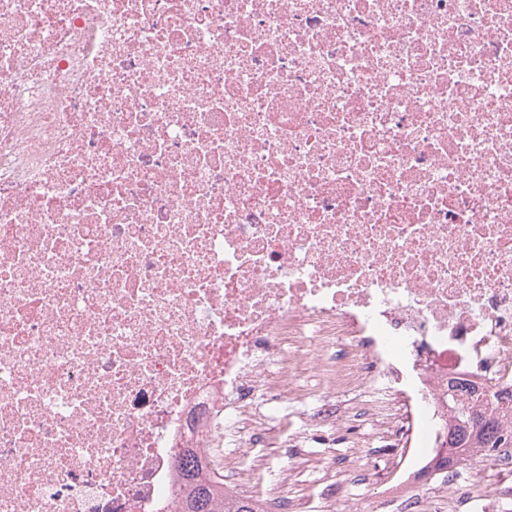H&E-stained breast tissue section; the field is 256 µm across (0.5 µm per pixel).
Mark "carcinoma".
<instances>
[{"label": "carcinoma", "mask_w": 512, "mask_h": 512, "mask_svg": "<svg viewBox=\"0 0 512 512\" xmlns=\"http://www.w3.org/2000/svg\"><path fill=\"white\" fill-rule=\"evenodd\" d=\"M448 407L454 420L448 434V447L453 452L448 454L446 462L467 460V448H497L503 441L512 439V433L497 431V421L486 411L460 402L452 394L448 395ZM177 467L186 486L182 512H263L250 498L225 501L224 481L208 472L196 453L183 455Z\"/></svg>", "instance_id": "1"}]
</instances>
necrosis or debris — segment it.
Wrapping results in <instances>:
<instances>
[{
	"instance_id": "1",
	"label": "necrosis or debris",
	"mask_w": 512,
	"mask_h": 512,
	"mask_svg": "<svg viewBox=\"0 0 512 512\" xmlns=\"http://www.w3.org/2000/svg\"><path fill=\"white\" fill-rule=\"evenodd\" d=\"M341 391L385 512H512L440 465L512 400V0H0V512L237 498ZM448 407L453 413L454 424L448 434V448H456L448 454L446 468L451 461H466L465 450L459 448H499L503 440L511 439L512 433L501 434L497 431L494 416L487 417L486 408L477 409L472 403L459 402L453 393L448 395ZM467 411V412H465ZM177 467L186 486L182 512H264L253 500L267 512L265 499L277 490L275 467L262 474L251 471V461L246 457L241 460L240 469L245 473L243 481L251 496L229 502L224 501V481L208 472L196 453H185L177 461Z\"/></svg>"
}]
</instances>
